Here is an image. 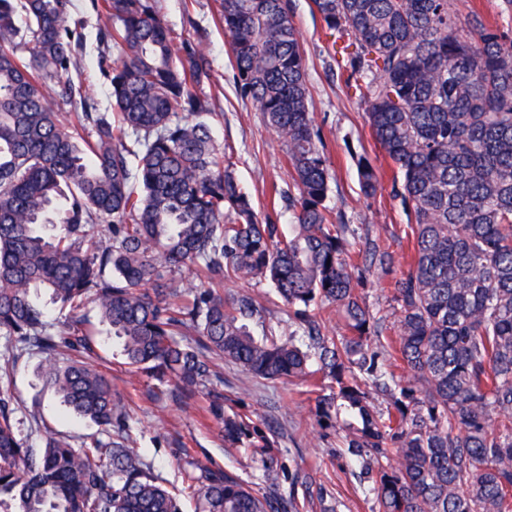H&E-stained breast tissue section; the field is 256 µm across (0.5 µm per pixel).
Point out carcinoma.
<instances>
[{
    "mask_svg": "<svg viewBox=\"0 0 512 512\" xmlns=\"http://www.w3.org/2000/svg\"><path fill=\"white\" fill-rule=\"evenodd\" d=\"M313 3L329 30L356 42L337 66L359 86L410 223L413 255L392 284L391 322L358 287L365 268L391 274L394 257L326 205L330 157L290 0H220L237 89L296 176L286 236L258 217L213 140V103L198 93L211 76L203 40L177 39L156 0H94L111 22L97 60L111 112L72 77L84 34L70 0H0V332L15 348L0 382L20 355L44 354L46 383L102 427L78 450L49 434L35 454L0 391V497L18 512H180L182 496L200 512L286 509L270 465L265 496L194 459L181 488L159 483L102 371L58 359L64 348L94 352L77 327L88 301L128 364L184 399L216 376V355L256 378L306 384L322 427L338 405L351 410L360 426L338 425L336 438L377 512H512V27L478 13L462 22L453 0ZM74 102L81 111H59ZM358 173L364 195H376L368 158ZM186 267L205 280L176 279ZM253 279L275 289L305 346L253 334L263 306L224 293L226 281ZM37 288L68 309L67 329L48 323L31 299ZM333 309L347 333L326 328ZM209 412L224 421L225 444L272 455L274 438L226 413L221 394Z\"/></svg>",
    "mask_w": 512,
    "mask_h": 512,
    "instance_id": "1",
    "label": "carcinoma"
}]
</instances>
